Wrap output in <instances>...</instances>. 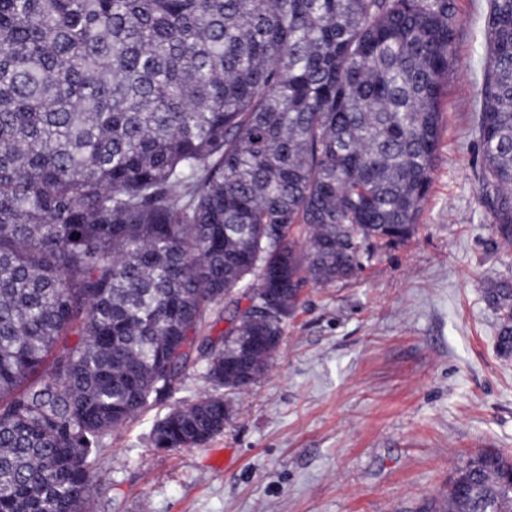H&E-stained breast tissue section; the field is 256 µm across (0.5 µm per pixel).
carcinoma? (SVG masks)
<instances>
[{
    "label": "carcinoma",
    "mask_w": 512,
    "mask_h": 512,
    "mask_svg": "<svg viewBox=\"0 0 512 512\" xmlns=\"http://www.w3.org/2000/svg\"><path fill=\"white\" fill-rule=\"evenodd\" d=\"M485 27L481 197L509 247L512 0ZM455 30L453 0H0V512H88L103 439L248 278L237 328L201 344L230 392L305 283L415 232ZM483 292L509 357L512 280ZM226 414L219 394L175 407L154 445ZM442 512H512V456L470 457Z\"/></svg>",
    "instance_id": "obj_1"
}]
</instances>
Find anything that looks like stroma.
Segmentation results:
<instances>
[{
  "instance_id": "35a3bbf8",
  "label": "stroma",
  "mask_w": 512,
  "mask_h": 512,
  "mask_svg": "<svg viewBox=\"0 0 512 512\" xmlns=\"http://www.w3.org/2000/svg\"><path fill=\"white\" fill-rule=\"evenodd\" d=\"M456 67L416 230L358 277L309 284L268 370L228 392L224 429L159 449L156 419L211 391L206 359L106 436L91 512H433L457 464L512 452V357L489 279L512 278L481 202L476 137L488 0H455Z\"/></svg>"
}]
</instances>
